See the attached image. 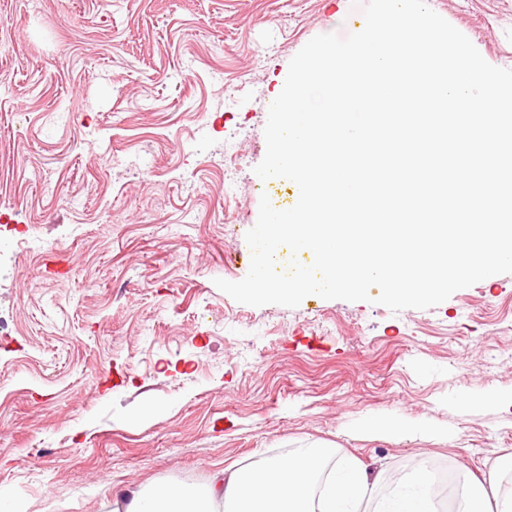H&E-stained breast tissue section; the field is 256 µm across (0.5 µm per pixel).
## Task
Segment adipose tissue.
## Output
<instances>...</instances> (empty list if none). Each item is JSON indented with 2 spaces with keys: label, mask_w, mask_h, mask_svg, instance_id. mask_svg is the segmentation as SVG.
I'll use <instances>...</instances> for the list:
<instances>
[{
  "label": "adipose tissue",
  "mask_w": 512,
  "mask_h": 512,
  "mask_svg": "<svg viewBox=\"0 0 512 512\" xmlns=\"http://www.w3.org/2000/svg\"><path fill=\"white\" fill-rule=\"evenodd\" d=\"M512 456L500 458L489 476L471 479L457 512H512V492L500 491L501 473ZM381 472L326 445L301 448L286 457L230 464L205 486L165 484L135 490L113 512H432L430 475L416 469L390 498L378 495Z\"/></svg>",
  "instance_id": "1"
}]
</instances>
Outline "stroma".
I'll return each instance as SVG.
<instances>
[{"mask_svg":"<svg viewBox=\"0 0 512 512\" xmlns=\"http://www.w3.org/2000/svg\"><path fill=\"white\" fill-rule=\"evenodd\" d=\"M366 0H0V489L110 512L319 441L383 470L512 454V274L430 309L234 301L290 60ZM512 69V0H429ZM241 162L225 170L224 155ZM163 414H153L154 406ZM414 420L435 442L364 430Z\"/></svg>","mask_w":512,"mask_h":512,"instance_id":"1","label":"stroma"}]
</instances>
